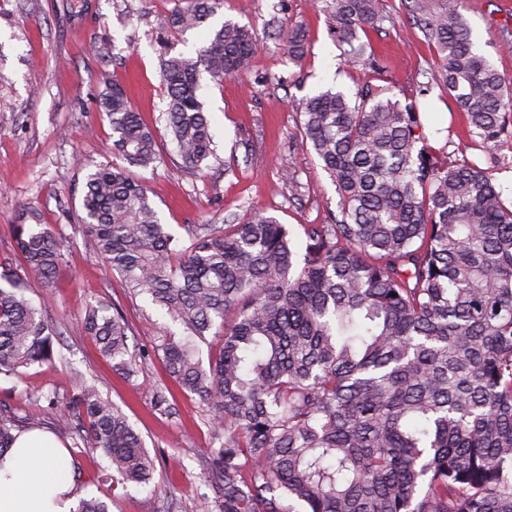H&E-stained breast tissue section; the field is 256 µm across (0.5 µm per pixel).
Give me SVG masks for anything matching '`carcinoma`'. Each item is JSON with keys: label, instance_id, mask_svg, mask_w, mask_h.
<instances>
[{"label": "carcinoma", "instance_id": "cac0c4a2", "mask_svg": "<svg viewBox=\"0 0 512 512\" xmlns=\"http://www.w3.org/2000/svg\"><path fill=\"white\" fill-rule=\"evenodd\" d=\"M357 66L382 0H315ZM223 0H180L164 22L181 34ZM437 51L438 81L469 127L467 148L491 153L512 127V85L472 39L462 0H404ZM288 58L303 29L283 30ZM258 43L228 19L192 57L164 53L165 122L181 166L198 172L214 141L198 80L246 69ZM98 106L123 164L86 174L79 225L121 288L183 327L150 347L106 301L76 328L127 379L157 360L196 397L210 427L207 482L219 512H512V204L488 169L440 162L421 144L419 113L369 83L303 98L299 134L336 185L338 213L302 224L303 254L276 217L238 224L162 223L135 170L163 155L123 86L101 71ZM21 262L0 264V376L50 364L62 332L26 299L52 286L70 239L27 211L10 225ZM220 339L215 353L200 344ZM171 414L169 386H146ZM18 419L0 403V456ZM56 427L99 449L123 483L146 485L155 462L127 415L84 385Z\"/></svg>", "mask_w": 512, "mask_h": 512}]
</instances>
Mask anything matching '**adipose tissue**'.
Instances as JSON below:
<instances>
[{"label": "adipose tissue", "instance_id": "ef3b65f1", "mask_svg": "<svg viewBox=\"0 0 512 512\" xmlns=\"http://www.w3.org/2000/svg\"><path fill=\"white\" fill-rule=\"evenodd\" d=\"M72 459L50 434L25 431L0 456V512H70Z\"/></svg>", "mask_w": 512, "mask_h": 512}]
</instances>
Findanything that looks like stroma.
Listing matches in <instances>:
<instances>
[{"mask_svg": "<svg viewBox=\"0 0 512 512\" xmlns=\"http://www.w3.org/2000/svg\"><path fill=\"white\" fill-rule=\"evenodd\" d=\"M82 0H0V262L13 257L9 226L30 208L44 223L72 236L73 245L52 287L35 284L26 298L45 308L64 329L65 359L27 369L22 380L1 379L0 400L19 419L56 434L74 466L76 495L106 501L111 512H199L204 493L201 456L210 428L190 395L174 393L176 413L155 412L140 384L165 379L160 363L150 364L136 383L125 381L100 356L94 343L73 333L87 304H119L134 327L135 339L181 334V326L145 298H127L118 276L96 259L81 232L87 172L115 162L112 129L95 99L99 62L94 45L116 46L110 70L125 87L135 111L154 130L166 164L147 172L150 197L163 223L236 224L253 210L276 216L290 229L322 224L336 211L338 195L314 153L298 133L297 104L304 97L336 88L354 93L371 83L389 89L401 105L418 107L433 154L490 169L504 197H512V141L488 155L468 149V126L448 112V94L431 84L435 49L414 26L404 23L403 0H382L390 22L370 32L375 50L371 68L350 67L330 35L329 19L314 0H225L216 22L232 19L253 27L259 50L251 66L215 83L200 76V96L211 122L216 161L199 174L183 171L165 128L159 61L164 50L193 53L199 35H178L163 22L178 0H91L82 17L68 14ZM475 44L512 81V0H464ZM301 26L308 52L301 64L288 62L277 38L280 25ZM96 384L120 407L140 434L156 471L152 484L123 485L104 455L76 448L57 432L56 413L44 399L77 393Z\"/></svg>", "mask_w": 512, "mask_h": 512, "instance_id": "obj_1", "label": "stroma"}]
</instances>
